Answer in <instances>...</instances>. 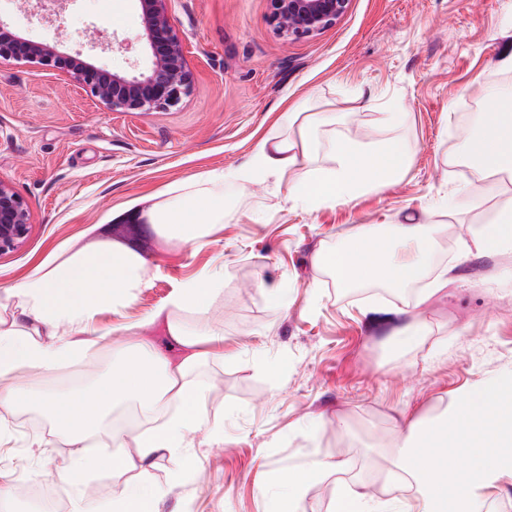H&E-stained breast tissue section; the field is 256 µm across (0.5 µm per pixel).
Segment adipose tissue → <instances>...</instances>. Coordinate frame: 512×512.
<instances>
[{
  "mask_svg": "<svg viewBox=\"0 0 512 512\" xmlns=\"http://www.w3.org/2000/svg\"><path fill=\"white\" fill-rule=\"evenodd\" d=\"M336 121L332 112L305 120L287 113V124L298 127L296 137L277 132L265 136L250 161L235 171V179L245 185L266 176L287 178L289 200L315 208L352 203L362 188H382L408 172V145L365 146L340 136L331 142V165H316L320 136L335 128ZM466 156L483 162L479 179L470 184L473 194L483 192L485 178L512 177L511 93L492 97ZM176 193V200L154 202L129 218L164 225L169 238L201 247L224 221V173L215 170L204 182L183 183ZM439 232L435 224H391L382 232L367 226L344 246L317 252L314 261L343 290L369 282L401 287L423 277ZM511 254L512 208L499 214L494 226L476 228L462 239L453 263L438 270L413 304L377 307L371 314L394 323L390 340L395 351L415 349L430 334L424 307L461 269L479 258ZM149 281L146 261L116 245L49 256L30 276L0 290V378L24 369L50 375L87 356L112 333L101 324V313L131 305ZM223 286L222 269L202 271L179 282L161 307L169 336L185 352L180 362L149 340L135 339L90 392L34 394L22 384L0 392V420L25 407L38 408L50 421L53 436L66 439L73 449L67 465L54 475L68 485L87 486L105 469L143 470L163 454L187 458L201 427L203 392L189 389L183 378L203 359V345L223 356L224 333L190 329L182 316L204 311ZM121 404L163 421L138 434L110 429L108 453L98 452L103 422ZM452 451L466 457L467 465H451ZM392 456L387 480L404 486L407 496L381 501L365 485L345 484L336 494V512H488L489 504L512 484V378L477 381L466 394L441 399L427 417L401 416L395 422Z\"/></svg>",
  "mask_w": 512,
  "mask_h": 512,
  "instance_id": "ef3b65f1",
  "label": "adipose tissue"
}]
</instances>
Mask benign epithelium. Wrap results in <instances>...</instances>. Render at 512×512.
I'll list each match as a JSON object with an SVG mask.
<instances>
[{"label":"benign epithelium","mask_w":512,"mask_h":512,"mask_svg":"<svg viewBox=\"0 0 512 512\" xmlns=\"http://www.w3.org/2000/svg\"><path fill=\"white\" fill-rule=\"evenodd\" d=\"M169 0H138L145 25L147 73H112L56 44L23 38L0 20V61L38 63L73 79L113 111L151 112L176 105L191 83L182 43L169 14ZM350 0H269L268 21L284 39L311 37L334 26ZM31 214L24 198L0 179V254L26 241Z\"/></svg>","instance_id":"1"}]
</instances>
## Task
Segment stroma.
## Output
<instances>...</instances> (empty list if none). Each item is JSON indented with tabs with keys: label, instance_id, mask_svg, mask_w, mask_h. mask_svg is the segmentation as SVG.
I'll return each instance as SVG.
<instances>
[{
	"label": "stroma",
	"instance_id": "35a3bbf8",
	"mask_svg": "<svg viewBox=\"0 0 512 512\" xmlns=\"http://www.w3.org/2000/svg\"><path fill=\"white\" fill-rule=\"evenodd\" d=\"M169 10L192 72L189 91L164 110L114 112L58 71L0 63V179L24 197L31 224L24 245L0 254V287L22 281L47 256L115 244L150 265V283L132 305L103 312L104 325L139 323V336L172 359L182 349L164 323L148 322L173 287L200 270L224 268V288L196 328L224 332V356L187 377L204 392L206 416L188 466L158 457L147 472L111 470L86 492L106 506L124 484L156 485L146 512H278L287 494L275 476L313 462H343L310 484L304 512H332L339 482L390 488L392 419L429 414L441 397L479 378L512 371V255L484 257L449 283L426 309L432 334L424 347L394 354L392 326L364 316L378 303L404 305L378 291L340 292L316 266L317 250L341 245L360 226L443 224L450 246L493 222L512 186L472 204L463 190L477 166L464 154L473 129L468 106L488 110L492 95L512 91V0H351L336 25L284 40L268 22V0H171ZM0 20L36 41L65 31V49L103 68L133 75L149 66L136 0H68L60 16L21 0ZM334 112L349 139L400 141L412 150L409 173L349 205L311 209L288 200L276 178L240 185L233 172L278 129L288 110ZM395 109V124L382 114ZM213 170L226 173L224 222L207 245L190 249L154 225L129 227L132 202L148 206L171 188ZM285 288L271 302L266 286ZM125 337H106L96 354L48 378L23 371L0 389L29 380L35 389L71 392L111 368ZM221 437H211L213 428ZM33 407L19 411L0 441V471L13 503L31 493L26 477H46L71 454Z\"/></svg>",
	"mask_w": 512,
	"mask_h": 512
}]
</instances>
